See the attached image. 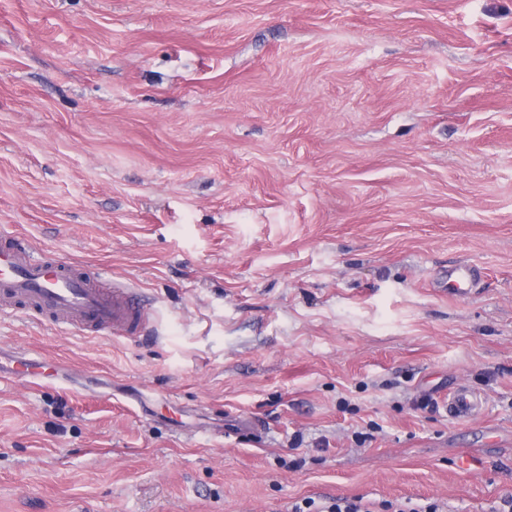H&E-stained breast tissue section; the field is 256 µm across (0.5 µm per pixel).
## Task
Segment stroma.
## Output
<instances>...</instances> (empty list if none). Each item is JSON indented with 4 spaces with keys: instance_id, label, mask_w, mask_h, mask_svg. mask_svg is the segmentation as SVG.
I'll return each mask as SVG.
<instances>
[{
    "instance_id": "stroma-1",
    "label": "stroma",
    "mask_w": 512,
    "mask_h": 512,
    "mask_svg": "<svg viewBox=\"0 0 512 512\" xmlns=\"http://www.w3.org/2000/svg\"><path fill=\"white\" fill-rule=\"evenodd\" d=\"M2 224L151 317L0 312L70 373L0 380V512L512 491V0H0ZM480 395L466 387H459L448 394L446 408L448 415L457 418H470L482 410Z\"/></svg>"
}]
</instances>
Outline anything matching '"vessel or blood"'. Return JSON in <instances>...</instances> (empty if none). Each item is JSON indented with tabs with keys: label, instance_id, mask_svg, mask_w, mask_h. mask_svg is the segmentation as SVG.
Segmentation results:
<instances>
[{
	"label": "vessel or blood",
	"instance_id": "obj_1",
	"mask_svg": "<svg viewBox=\"0 0 512 512\" xmlns=\"http://www.w3.org/2000/svg\"><path fill=\"white\" fill-rule=\"evenodd\" d=\"M28 238L0 226V311L26 309L45 316L50 323L75 328L95 327L138 337L148 324L147 303L124 283L93 279L88 268L46 254L34 257ZM43 359L18 348L0 378L41 381ZM483 400L468 388L451 391L446 401L449 415L469 418L480 413Z\"/></svg>",
	"mask_w": 512,
	"mask_h": 512
}]
</instances>
